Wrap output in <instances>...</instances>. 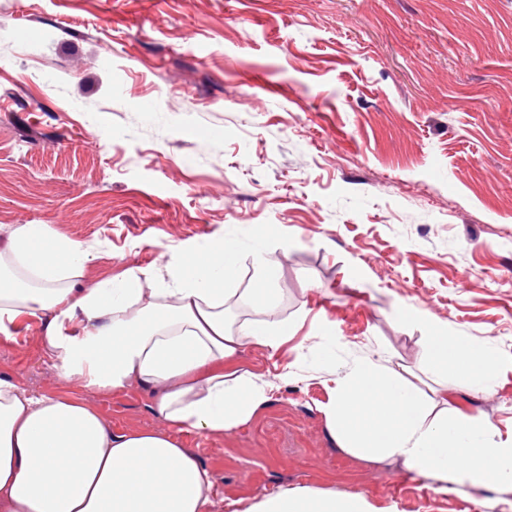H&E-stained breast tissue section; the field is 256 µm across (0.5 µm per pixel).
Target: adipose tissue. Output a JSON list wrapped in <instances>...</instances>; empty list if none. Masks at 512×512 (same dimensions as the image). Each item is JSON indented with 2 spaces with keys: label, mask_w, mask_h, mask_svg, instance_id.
Wrapping results in <instances>:
<instances>
[{
  "label": "adipose tissue",
  "mask_w": 512,
  "mask_h": 512,
  "mask_svg": "<svg viewBox=\"0 0 512 512\" xmlns=\"http://www.w3.org/2000/svg\"><path fill=\"white\" fill-rule=\"evenodd\" d=\"M239 247L223 239L179 256L169 279L130 268L119 279L79 283L91 253L43 224H18L0 250V334L19 319L43 324L42 345L60 372L83 387L152 389L163 431L113 432L94 408L70 397L32 396L0 378V512H213V481L177 435H220L265 405L273 382L234 368L245 344L278 350L291 328L273 289L258 279L248 296L258 321L224 318V285ZM426 358L452 383L426 394L372 356L334 367L323 408L339 448L390 459L449 486L512 493V437L480 412L448 401L474 397L496 375L493 354L467 337L432 330ZM248 512H373L359 494L282 490Z\"/></svg>",
  "instance_id": "ef3b65f1"
}]
</instances>
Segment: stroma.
<instances>
[{"mask_svg": "<svg viewBox=\"0 0 512 512\" xmlns=\"http://www.w3.org/2000/svg\"><path fill=\"white\" fill-rule=\"evenodd\" d=\"M16 224L96 245L87 287L225 237L229 287H254L257 252L272 261L298 330L238 355L274 382L268 404L180 436L213 512L303 487L486 512L489 491L338 448L322 355L386 359L427 391L445 386L421 361L430 328L471 337L498 372L455 404L512 435V0H0V245ZM41 334L22 320L0 337L1 377L116 432L164 429L150 389L81 387Z\"/></svg>", "mask_w": 512, "mask_h": 512, "instance_id": "stroma-1", "label": "stroma"}]
</instances>
